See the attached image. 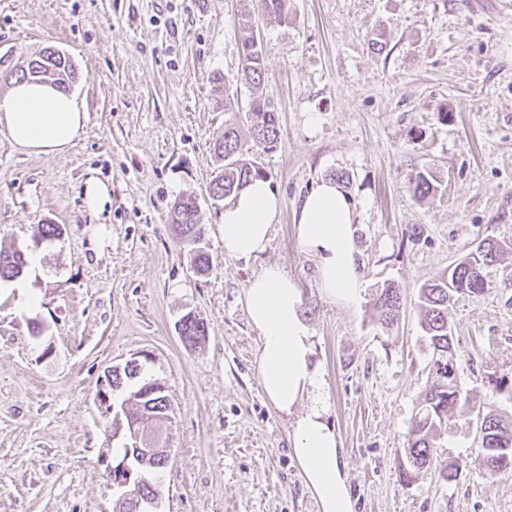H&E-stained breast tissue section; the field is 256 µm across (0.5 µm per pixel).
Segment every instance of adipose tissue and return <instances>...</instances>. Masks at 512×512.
<instances>
[{"label":"adipose tissue","instance_id":"1","mask_svg":"<svg viewBox=\"0 0 512 512\" xmlns=\"http://www.w3.org/2000/svg\"><path fill=\"white\" fill-rule=\"evenodd\" d=\"M86 113L76 95L49 82L14 83L0 96V129L15 146L30 153H61L84 132ZM280 200L268 180L247 185L224 209V253L250 259L265 252ZM356 212L336 182L324 181L302 200L295 216L301 248L318 262L319 285L330 300L348 305L360 295L355 236ZM251 325L260 343L256 375L272 406L294 414L292 453L321 512H355L341 463L343 450L328 422L322 373L301 317L297 282L276 265L265 266L245 291Z\"/></svg>","mask_w":512,"mask_h":512}]
</instances>
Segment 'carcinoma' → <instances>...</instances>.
Segmentation results:
<instances>
[{"instance_id": "carcinoma-1", "label": "carcinoma", "mask_w": 512, "mask_h": 512, "mask_svg": "<svg viewBox=\"0 0 512 512\" xmlns=\"http://www.w3.org/2000/svg\"><path fill=\"white\" fill-rule=\"evenodd\" d=\"M242 2V79L250 91L245 120L249 122L257 143L271 147L279 138L280 126L275 110L262 93L265 65L261 42L254 37L253 15L282 17L288 0ZM72 74L73 69L67 58L54 49H48L38 58L28 61L18 79L43 80L51 76L55 84L64 88ZM215 153L224 160V168L209 186V194L216 200L238 194L255 178L268 177L261 164L244 157L235 117L224 120V136L216 143ZM410 187L419 198H425L434 191L431 178L421 171L410 177ZM170 223L176 226L180 240L193 247L196 271L201 275L206 273L209 270V257L200 246L205 228L199 222L197 204L190 198L176 202L170 213ZM497 252L496 245L481 243L460 262L437 273L418 289L419 323L433 349L429 370L432 382L406 434V448L399 462L400 476L407 484L425 474L436 475L445 482L456 481L463 474V466L441 458L436 446V438L441 430L448 427V421L469 407L468 400L457 394L458 349L448 324V306L456 297L484 293L482 270L496 261ZM26 266L25 250H0V281L21 277ZM373 307L379 312L383 324L393 325L404 309L403 290L392 284L384 286L377 291ZM181 335L185 341L194 343L206 336L205 326L202 321L187 314L181 318ZM141 370L140 365H125L120 370L114 368L110 385L112 394L116 395L113 402L120 416L127 422H136L137 427L143 429L149 421L168 419L169 401L162 391L143 396V389L151 380L143 378ZM481 427L479 448L470 468L481 475L512 471V425L487 413L483 415ZM131 462L139 469L133 489L141 495L155 494V476L168 464L169 459L156 456L147 458L141 452L131 456Z\"/></svg>"}]
</instances>
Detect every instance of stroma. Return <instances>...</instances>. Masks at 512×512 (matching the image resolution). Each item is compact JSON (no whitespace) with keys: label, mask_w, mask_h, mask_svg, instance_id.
Masks as SVG:
<instances>
[{"label":"stroma","mask_w":512,"mask_h":512,"mask_svg":"<svg viewBox=\"0 0 512 512\" xmlns=\"http://www.w3.org/2000/svg\"><path fill=\"white\" fill-rule=\"evenodd\" d=\"M240 5L0 0V95L10 70L53 48L87 113L62 153L22 151L0 132V247L28 255L24 275L0 283V512H112L107 468L124 439L98 393L132 359L171 407L159 512H319L288 419L256 376L244 291L269 264L301 288L355 512H512V472L407 484L398 469L432 357L416 291L486 239L503 250L483 269L485 293L448 309L470 406L439 450L471 463L478 412L512 422V0H288L284 17H257L281 133L270 149L248 126L240 136L281 207L248 261L225 256V204L209 195L224 131L213 100L241 112L248 99ZM416 170L436 179L428 198L408 186ZM90 176L111 193L96 217L83 203ZM323 179L357 213L365 287L349 307L323 295L294 234ZM188 196L206 227L204 276L168 222ZM41 224L60 236L37 238ZM386 283L406 296L390 328L372 307ZM187 314L206 326L194 344L179 331Z\"/></svg>","instance_id":"stroma-1"}]
</instances>
